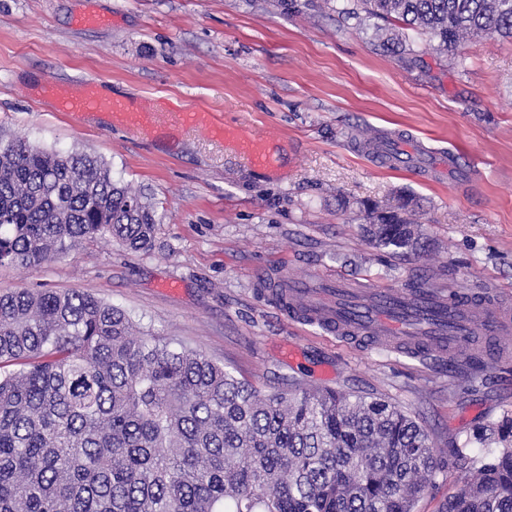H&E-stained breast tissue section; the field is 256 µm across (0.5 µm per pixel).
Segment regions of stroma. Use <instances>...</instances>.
I'll list each match as a JSON object with an SVG mask.
<instances>
[{
  "instance_id": "1",
  "label": "stroma",
  "mask_w": 512,
  "mask_h": 512,
  "mask_svg": "<svg viewBox=\"0 0 512 512\" xmlns=\"http://www.w3.org/2000/svg\"><path fill=\"white\" fill-rule=\"evenodd\" d=\"M346 0H0V136L103 158L140 191L153 245L82 241L26 267H0V292L71 290L128 312L266 392L292 379L371 393L430 433L440 468L415 512L448 495L500 446L477 432L512 417V363L481 368L412 358L300 326L257 292L265 269L381 288L423 279L478 285L512 301V38L473 36L455 56L415 35V54L376 47L381 20L346 21ZM106 98L208 112L283 151L278 171L247 166L223 141L121 124L83 128L50 84ZM407 132L453 153L418 177L372 157L368 138ZM409 196L417 255L373 246L363 202Z\"/></svg>"
}]
</instances>
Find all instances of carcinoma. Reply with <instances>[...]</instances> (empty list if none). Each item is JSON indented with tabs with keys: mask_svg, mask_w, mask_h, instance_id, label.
<instances>
[{
	"mask_svg": "<svg viewBox=\"0 0 512 512\" xmlns=\"http://www.w3.org/2000/svg\"><path fill=\"white\" fill-rule=\"evenodd\" d=\"M399 23L455 54L469 36L512 37V0H353L339 11ZM413 201L368 208L367 237L395 253L424 241ZM156 213L109 165L23 137L0 139V266L109 237L152 246ZM502 448L446 512H512V418ZM439 462L394 404L295 386L263 395L171 336L137 330L88 293H0V512H414Z\"/></svg>",
	"mask_w": 512,
	"mask_h": 512,
	"instance_id": "obj_1",
	"label": "carcinoma"
}]
</instances>
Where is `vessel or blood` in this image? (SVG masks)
Segmentation results:
<instances>
[{"label": "vessel or blood", "instance_id": "obj_1", "mask_svg": "<svg viewBox=\"0 0 512 512\" xmlns=\"http://www.w3.org/2000/svg\"><path fill=\"white\" fill-rule=\"evenodd\" d=\"M58 103L79 126L96 122L107 112L130 116L133 125L145 133L166 124L199 128L232 146L253 167L269 171L278 167L264 139L214 124L202 113L162 112L149 99L132 113L124 101L87 91L59 98ZM263 283L293 322L320 327L339 338L363 339L412 357L437 353L470 360L488 349L497 354L512 350V306L487 296L479 308L467 307V292L462 288L446 292L369 288L358 296L349 292L346 279L318 275L309 282H292L281 269L269 271Z\"/></svg>", "mask_w": 512, "mask_h": 512}]
</instances>
